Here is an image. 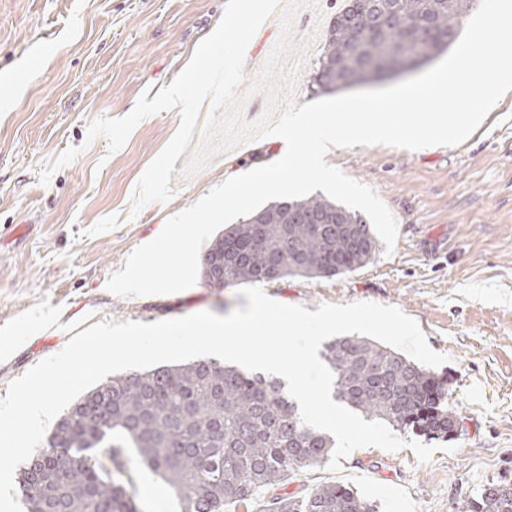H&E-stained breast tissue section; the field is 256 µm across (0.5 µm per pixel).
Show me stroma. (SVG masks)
Instances as JSON below:
<instances>
[{"label": "stroma", "instance_id": "35a3bbf8", "mask_svg": "<svg viewBox=\"0 0 512 512\" xmlns=\"http://www.w3.org/2000/svg\"><path fill=\"white\" fill-rule=\"evenodd\" d=\"M227 0H0V354L22 351L25 367L60 352L91 321L164 319L246 307L236 288L204 282L184 291L119 296L107 288L127 257L165 222L215 186L275 161L272 137L253 129L203 156L194 135L176 161L174 197L132 211L134 187L180 122L167 110L144 119L110 152L88 138L92 120L122 117L146 89L160 91L218 25ZM346 0H278L249 44L243 86L268 70V85L243 115L273 112L292 87L297 104L323 99L313 84L328 24ZM289 46L276 67L279 42ZM69 147L80 155L40 179L45 162ZM332 166L371 187L398 223L393 252L363 268L320 279L264 284L279 302L317 310L324 303L374 302L413 318L445 355L451 400L463 418L457 440L436 441L428 462L409 444L356 448L297 475L288 491L322 483L355 489L377 512H457L482 485L512 479V91L461 145L416 151L384 145L338 148ZM54 330L51 350L36 337ZM142 512H180L164 481L136 470Z\"/></svg>", "mask_w": 512, "mask_h": 512}]
</instances>
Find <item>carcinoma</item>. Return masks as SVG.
I'll return each instance as SVG.
<instances>
[{"label":"carcinoma","mask_w":512,"mask_h":512,"mask_svg":"<svg viewBox=\"0 0 512 512\" xmlns=\"http://www.w3.org/2000/svg\"><path fill=\"white\" fill-rule=\"evenodd\" d=\"M479 0H352L331 20L315 83L335 92L428 63L455 42ZM334 216L349 226L322 224ZM379 240L360 213L321 195L282 199L224 228L203 256L202 280L224 287L326 278L364 267ZM322 357L333 398L399 432L448 437L459 419L448 379L370 339L336 337ZM335 440L303 424L278 378L214 360L107 378L72 402L20 467L26 512H141L131 457L158 474L181 512H375L340 484L278 493L331 457ZM490 482L461 512H512Z\"/></svg>","instance_id":"carcinoma-1"}]
</instances>
